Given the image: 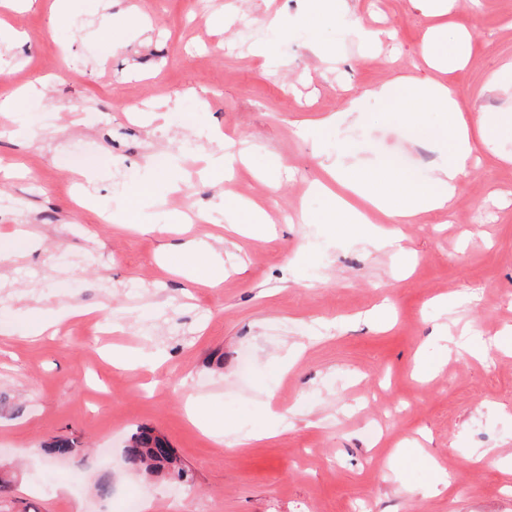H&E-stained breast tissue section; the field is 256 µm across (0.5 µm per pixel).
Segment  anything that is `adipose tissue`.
Wrapping results in <instances>:
<instances>
[{"label":"adipose tissue","instance_id":"ef3b65f1","mask_svg":"<svg viewBox=\"0 0 512 512\" xmlns=\"http://www.w3.org/2000/svg\"><path fill=\"white\" fill-rule=\"evenodd\" d=\"M369 100L398 102L412 122L426 112L444 114V124L432 129L431 134L449 141L452 146L449 159L443 160L434 178L424 185L415 184L391 170L368 171L350 162L347 150L341 147L337 148L335 159L326 165L327 177L317 182L316 187L332 199L327 221L334 225L336 233L354 236L379 248L395 249L400 243L396 225L411 223L422 213L450 210L460 182L469 174L475 141L490 145L501 137L512 139V113L481 112L470 121L464 117L456 94L447 85L407 79L367 88L351 99L346 111L325 114L319 122L353 125ZM366 207L376 211L383 223L389 224V231L383 233L361 226L362 210ZM168 259L173 265L195 269L199 281L209 287H219L224 279V263L207 241L188 240L178 251L169 254Z\"/></svg>","mask_w":512,"mask_h":512}]
</instances>
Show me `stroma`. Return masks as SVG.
<instances>
[{
    "label": "stroma",
    "instance_id": "1",
    "mask_svg": "<svg viewBox=\"0 0 512 512\" xmlns=\"http://www.w3.org/2000/svg\"><path fill=\"white\" fill-rule=\"evenodd\" d=\"M52 3L22 0L8 21L23 47L0 48V101L45 86L0 116V233L34 240L0 264L13 512H124L130 494L151 512H512V164L499 159L512 140L476 144L451 212L400 225L399 255L326 224L316 147L344 139L372 171L398 155V173L426 183L447 144L394 103H366L342 131L303 126L401 75L454 84L470 119L508 107L484 85L512 60V0L475 12L458 0L448 22L469 31L471 58L456 73L422 66L433 20L415 0H350L380 35L371 53L308 0H66L57 17ZM265 44L276 60L255 56ZM219 141L251 159L229 181L200 172ZM249 201L271 203L268 232L226 233L250 223ZM209 235L224 258L214 289L163 258ZM62 307L75 316L23 334L27 309ZM115 350L164 360L116 369ZM268 399L285 420L234 446L268 426ZM140 425L177 450L191 484L124 466ZM53 436L75 455L51 459ZM486 448L494 459L472 463Z\"/></svg>",
    "mask_w": 512,
    "mask_h": 512
}]
</instances>
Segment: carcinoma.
Wrapping results in <instances>:
<instances>
[{"label": "carcinoma", "instance_id": "obj_1", "mask_svg": "<svg viewBox=\"0 0 512 512\" xmlns=\"http://www.w3.org/2000/svg\"><path fill=\"white\" fill-rule=\"evenodd\" d=\"M46 451L54 457L69 456L74 451V443L67 437H53L46 442ZM126 466L137 472L152 476H162L177 482L188 479L186 465L175 449L168 448L164 437L145 426L132 432L124 448Z\"/></svg>", "mask_w": 512, "mask_h": 512}]
</instances>
